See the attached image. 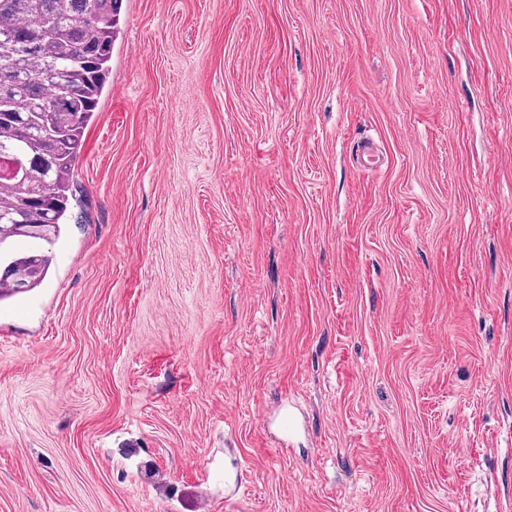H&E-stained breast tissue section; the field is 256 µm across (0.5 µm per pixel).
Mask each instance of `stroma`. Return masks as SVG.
I'll return each mask as SVG.
<instances>
[{
  "mask_svg": "<svg viewBox=\"0 0 512 512\" xmlns=\"http://www.w3.org/2000/svg\"><path fill=\"white\" fill-rule=\"evenodd\" d=\"M119 24L0 302V512H512V0Z\"/></svg>",
  "mask_w": 512,
  "mask_h": 512,
  "instance_id": "35a3bbf8",
  "label": "stroma"
}]
</instances>
